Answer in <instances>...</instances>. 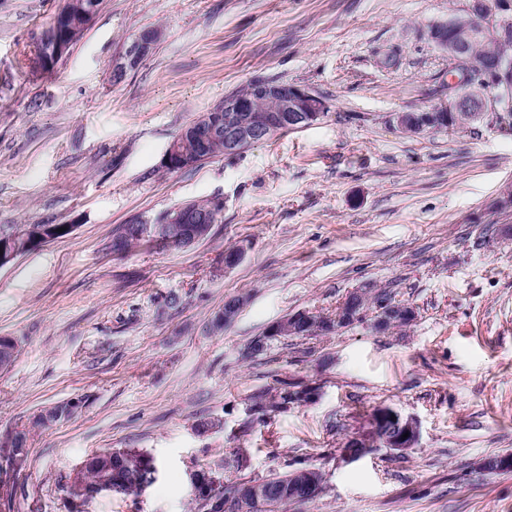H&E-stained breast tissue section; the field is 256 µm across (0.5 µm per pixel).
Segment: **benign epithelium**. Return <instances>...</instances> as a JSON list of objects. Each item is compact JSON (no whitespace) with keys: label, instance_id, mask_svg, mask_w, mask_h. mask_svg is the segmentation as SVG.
Here are the masks:
<instances>
[{"label":"benign epithelium","instance_id":"7a95c632","mask_svg":"<svg viewBox=\"0 0 512 512\" xmlns=\"http://www.w3.org/2000/svg\"><path fill=\"white\" fill-rule=\"evenodd\" d=\"M482 30L475 25L473 17L454 16L448 22L434 28L435 43L448 53L451 59L465 53L468 40L474 32ZM512 76V64L506 61L498 62L490 69L482 81H472L468 76L454 78L448 100L431 108L429 112L402 113L396 117L397 124L408 123L416 128H423L434 118L436 112H470L476 121L485 117L487 112L501 111L503 89L507 85V77ZM264 98L274 103L260 122L253 121L248 113L255 111L254 99ZM327 108L309 89L300 86L284 87L280 84L263 81L253 85L251 97L224 98V153L230 157L238 155L257 142L273 138L285 126L305 127L317 122ZM411 308L405 304L382 303L378 308L376 325H382L393 319H401ZM408 437H403V434ZM419 430L416 423L402 417L391 408H383L370 419L368 432L349 439V449L344 451L345 458L357 459L351 449L361 448L363 454H368L378 448H385L396 454L417 445ZM486 471H511L512 456H498L486 459L481 463ZM191 488L197 494L209 496L215 503L222 502L219 498L218 483L203 476V471L190 472ZM265 489L261 485L248 487L238 497L236 502L228 504L234 512H246L249 500L263 497Z\"/></svg>","mask_w":512,"mask_h":512}]
</instances>
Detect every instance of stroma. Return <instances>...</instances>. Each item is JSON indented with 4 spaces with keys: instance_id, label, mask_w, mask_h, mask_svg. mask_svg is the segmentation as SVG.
Wrapping results in <instances>:
<instances>
[{
    "instance_id": "obj_1",
    "label": "stroma",
    "mask_w": 512,
    "mask_h": 512,
    "mask_svg": "<svg viewBox=\"0 0 512 512\" xmlns=\"http://www.w3.org/2000/svg\"><path fill=\"white\" fill-rule=\"evenodd\" d=\"M468 0H103L51 75L24 68L63 0H0V225L69 224L70 235L0 268V436L71 399L81 411L34 431L0 512H69L61 476L104 448L151 454L137 496L101 493L85 512H191L193 469L246 481L298 461L324 489L288 512H512V237L483 230L512 185V132L393 123L447 100L448 55L432 38ZM156 49L113 83L139 30ZM263 77L323 97L328 113L232 158L177 172L180 131ZM220 201L210 236L182 251H112L122 224ZM244 250L225 269L224 252ZM391 288L417 312L329 336L252 340L290 314L334 313L352 289ZM178 292V309L164 308ZM247 302L209 329L228 296ZM315 399L261 418L280 381ZM385 406L412 418L405 456L347 460L343 444ZM218 419L200 434L197 421ZM246 449L244 469L226 467Z\"/></svg>"
}]
</instances>
